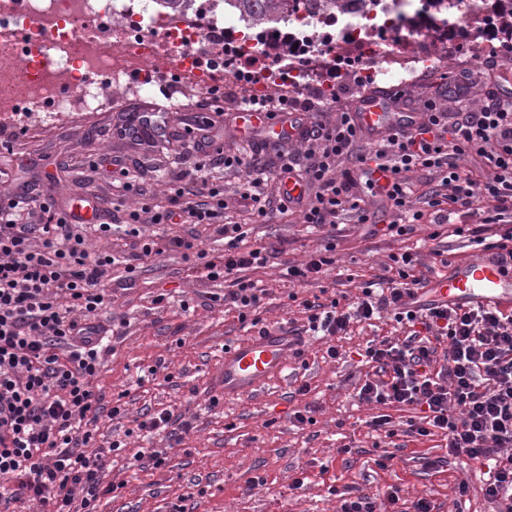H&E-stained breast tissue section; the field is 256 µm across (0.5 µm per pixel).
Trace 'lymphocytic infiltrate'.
<instances>
[{"label":"lymphocytic infiltrate","mask_w":512,"mask_h":512,"mask_svg":"<svg viewBox=\"0 0 512 512\" xmlns=\"http://www.w3.org/2000/svg\"><path fill=\"white\" fill-rule=\"evenodd\" d=\"M234 107L287 117L291 108L320 111L316 98L280 93L242 97ZM308 147L284 152L276 169L256 160L225 157V167L246 165L237 203L250 220L267 223L275 215H299L313 227L335 226L345 216L375 223L391 211L395 220L383 232L411 234L423 208L446 223V207L479 216L473 243L492 251L498 262L512 258V100L496 93L480 105L448 112L426 103L419 122L383 137L364 129L352 110L335 120L316 121L301 131ZM203 164L183 171L170 207L142 205L124 211L133 237L127 272L157 254L142 240L141 221L152 224H207L224 238V253L213 257L196 237L169 238V248L192 253L196 269L213 280L229 278L225 299L240 313L259 312L264 293L241 279L240 271L267 264L275 255L265 246L242 248L243 226L229 221L222 187L199 195ZM439 172L440 186L418 191L409 174ZM292 177L305 188L292 197L277 183ZM501 224L499 240L488 242L483 225ZM111 224H85L43 194L0 197V505L31 503L38 512H98L107 495L99 473L103 449L94 447L103 395L93 385L102 367L105 330L95 318L111 303L104 280L116 259L88 248L89 234L110 235ZM416 254L390 257L377 285L365 286L357 300H304L307 334L322 335L326 354L336 359V343L351 321L382 314L404 326L401 337L366 346L369 367L358 388L359 402L383 406L372 417L373 430L394 436L387 407H412L419 414L417 435L444 431L450 455L487 465L485 497L494 512H512V312L496 308L415 306L413 296L426 279L417 275ZM447 341L445 358L437 342Z\"/></svg>","instance_id":"1"}]
</instances>
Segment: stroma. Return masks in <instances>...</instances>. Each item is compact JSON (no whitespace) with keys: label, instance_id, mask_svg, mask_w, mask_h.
Returning a JSON list of instances; mask_svg holds the SVG:
<instances>
[{"label":"stroma","instance_id":"35a3bbf8","mask_svg":"<svg viewBox=\"0 0 512 512\" xmlns=\"http://www.w3.org/2000/svg\"><path fill=\"white\" fill-rule=\"evenodd\" d=\"M448 45L453 54L445 67L422 77L377 81V88L397 94L395 110L414 112L434 99L455 111V76L461 69L477 68L482 57L461 37L449 38ZM168 101L176 106L165 115L170 139L150 146L113 137L125 117L121 111L8 140L0 148V168H10L12 179L0 182V195L34 190L65 206L76 193L98 213H112L119 178L98 161L119 155L128 158L131 170L143 173L151 204L168 205L177 173L196 161L195 137L185 133L184 124L204 106L205 96L176 94L168 100L158 94L137 107L148 111ZM475 222V216L459 208L442 227H435L428 214L414 233L390 238L351 221L314 229L298 217L279 215L266 224L247 225L245 246L272 245L279 252L265 268L248 269L243 277L266 290L261 326L274 331L286 321L299 324L304 319L290 293L309 298L325 289L358 296L393 253H419L427 279L447 276L477 253L467 237L454 235V227ZM437 228L441 236L429 240ZM330 240L336 243L333 269L309 286L291 290L288 267ZM107 287L112 302L98 320L112 334L96 384L104 408L119 405L123 411L102 416L96 435L97 445H121L101 476L102 484L116 486L102 497L101 512H174L178 506L185 512H336V490L381 495L392 486L399 487L403 501L426 499L432 512H489L480 491L482 465L449 458L442 435L407 433L409 408L385 411L354 397L367 372L358 350L370 341L401 335L396 323L383 318L353 324L341 340L347 356L338 361L325 358L321 339H306L301 355L289 360L285 376L255 396L226 400L224 350L256 335L258 328L225 305L228 286L223 280H209L203 271L191 270L181 251L167 250L133 274L124 265L114 266ZM165 409L191 422L182 443L163 432L147 437L138 430L142 413ZM301 409L309 410L311 420L297 427L290 416ZM384 411L396 424L395 437L367 425ZM144 448L164 451L165 465L133 466V455ZM298 478L304 481L299 488L293 485Z\"/></svg>","mask_w":512,"mask_h":512}]
</instances>
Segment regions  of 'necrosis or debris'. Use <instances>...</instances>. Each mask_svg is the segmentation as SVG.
<instances>
[{"label": "necrosis or debris", "mask_w": 512, "mask_h": 512, "mask_svg": "<svg viewBox=\"0 0 512 512\" xmlns=\"http://www.w3.org/2000/svg\"><path fill=\"white\" fill-rule=\"evenodd\" d=\"M421 0H385L371 10L293 8L285 26L229 16L224 0H0V126L15 133L79 121L155 92L223 96L225 80L262 96L316 84L329 72L375 78L439 67L448 48L439 25L416 24Z\"/></svg>", "instance_id": "necrosis-or-debris-1"}]
</instances>
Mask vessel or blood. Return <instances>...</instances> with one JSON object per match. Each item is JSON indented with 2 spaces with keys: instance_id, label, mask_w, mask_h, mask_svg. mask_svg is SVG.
Segmentation results:
<instances>
[{
  "instance_id": "vessel-or-blood-1",
  "label": "vessel or blood",
  "mask_w": 512,
  "mask_h": 512,
  "mask_svg": "<svg viewBox=\"0 0 512 512\" xmlns=\"http://www.w3.org/2000/svg\"><path fill=\"white\" fill-rule=\"evenodd\" d=\"M362 125L376 133H386L404 119L403 113L389 111L387 100L372 96L361 105ZM434 300L449 306H481L502 309L512 305V270L489 254H479L458 267L448 277L436 280L429 289ZM300 351L297 337L277 330L251 336L224 352L222 391L225 398L238 399L257 393L272 379L281 377L288 361Z\"/></svg>"
}]
</instances>
